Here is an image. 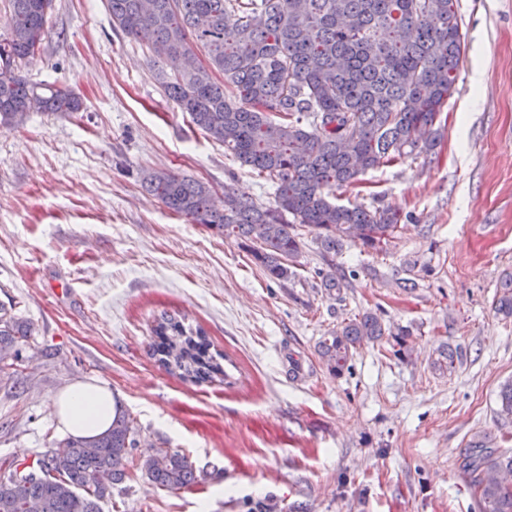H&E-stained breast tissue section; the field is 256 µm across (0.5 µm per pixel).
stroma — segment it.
Masks as SVG:
<instances>
[{"label": "stroma", "mask_w": 512, "mask_h": 512, "mask_svg": "<svg viewBox=\"0 0 512 512\" xmlns=\"http://www.w3.org/2000/svg\"><path fill=\"white\" fill-rule=\"evenodd\" d=\"M106 0H54L28 79L80 97L0 130V304L33 332L0 369V459L30 461L65 436L52 400L112 390L145 448L189 454L181 490L141 473L102 512H478L461 461L473 435L512 452L499 392L512 380V0H458L466 36L434 154L368 171L341 204L385 205L383 251L325 253L303 233L279 282L242 247L171 213L139 176L167 169L269 206L274 189L195 126L153 78L145 47L112 30ZM344 278L336 295L319 269ZM372 312L389 336L332 373L319 343ZM201 328L224 372L197 383L153 354L154 320ZM404 334L401 355L393 337ZM460 349L453 370L435 365Z\"/></svg>", "instance_id": "35a3bbf8"}]
</instances>
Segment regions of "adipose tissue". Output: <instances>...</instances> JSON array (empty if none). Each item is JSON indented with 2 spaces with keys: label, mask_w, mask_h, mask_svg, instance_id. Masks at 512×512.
Masks as SVG:
<instances>
[{
  "label": "adipose tissue",
  "mask_w": 512,
  "mask_h": 512,
  "mask_svg": "<svg viewBox=\"0 0 512 512\" xmlns=\"http://www.w3.org/2000/svg\"><path fill=\"white\" fill-rule=\"evenodd\" d=\"M54 407L65 432L78 437H96L110 428L118 403L111 389L77 382L59 393Z\"/></svg>",
  "instance_id": "1"
}]
</instances>
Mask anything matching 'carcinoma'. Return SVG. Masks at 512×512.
Returning a JSON list of instances; mask_svg holds the SVG:
<instances>
[{
  "mask_svg": "<svg viewBox=\"0 0 512 512\" xmlns=\"http://www.w3.org/2000/svg\"><path fill=\"white\" fill-rule=\"evenodd\" d=\"M0 33V128L31 112L82 109L74 94L33 83L17 63L40 55L53 0H9ZM112 29L147 45L164 93L243 166L266 176L275 204L263 206L224 189L222 205L205 184L172 171H148L141 186L172 212L219 235L241 240L268 277L286 280L301 252L299 224L334 253L345 243L380 251L400 222L390 207L336 204L334 190L370 170L431 154L440 116L457 80L463 34L456 0H106ZM234 38L225 39L227 28ZM202 48L207 67L182 61ZM293 221H288V218ZM496 313L512 317V279L497 294ZM160 361L198 381L221 370L204 333L163 314L154 328ZM386 334L372 313L320 341L333 372L352 349ZM32 335V326L0 306V362ZM512 419V382L499 393ZM140 444L123 411L96 438L57 441L29 463L0 472V512H101L124 481ZM479 512H512V455L473 439L462 460ZM142 473L168 490L198 483L197 467L179 449L140 455ZM111 473L108 485L97 475Z\"/></svg>",
  "mask_w": 512,
  "mask_h": 512,
  "instance_id": "cac0c4a2",
  "label": "carcinoma"
}]
</instances>
